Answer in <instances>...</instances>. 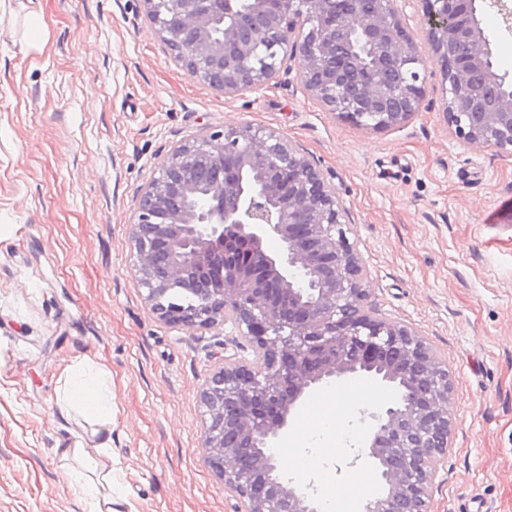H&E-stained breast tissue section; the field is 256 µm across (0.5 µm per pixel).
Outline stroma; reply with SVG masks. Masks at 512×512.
Wrapping results in <instances>:
<instances>
[{"label": "stroma", "mask_w": 512, "mask_h": 512, "mask_svg": "<svg viewBox=\"0 0 512 512\" xmlns=\"http://www.w3.org/2000/svg\"><path fill=\"white\" fill-rule=\"evenodd\" d=\"M46 33L29 40L27 14ZM409 122L382 130L326 111L296 62L227 96L191 76L142 0H0V512H84L59 451L91 427L61 412L80 361L112 377L118 512H240L201 445V391L225 359H253L232 324L171 326L133 270L138 191L202 129L279 132L324 172L349 216L368 301L448 363L452 444L429 512H512V156L466 145L429 62ZM369 376L323 386L290 416L276 455L334 410L323 466L355 504L382 490L353 463L357 411L395 399Z\"/></svg>", "instance_id": "1"}]
</instances>
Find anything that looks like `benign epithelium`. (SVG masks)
Segmentation results:
<instances>
[{
  "label": "benign epithelium",
  "mask_w": 512,
  "mask_h": 512,
  "mask_svg": "<svg viewBox=\"0 0 512 512\" xmlns=\"http://www.w3.org/2000/svg\"><path fill=\"white\" fill-rule=\"evenodd\" d=\"M161 40L195 78L226 95L276 78L297 61L305 90L338 117L374 129L420 111L421 71L440 64L443 114L469 146L512 153V83L498 72L481 15L512 30L507 0H418L422 34L397 0H143ZM481 82L492 105L474 96ZM333 186L278 132L226 126L175 146L137 195L134 270L166 324L231 321L253 361L226 362L201 393L202 447L245 512H321L281 480L272 448L292 412L321 385L371 375L400 400L362 411L363 450L386 492L362 512H428L426 490L447 454L453 384L415 329L367 305L364 268ZM280 242L270 254L267 240ZM176 287L190 305L168 300Z\"/></svg>",
  "instance_id": "1"
}]
</instances>
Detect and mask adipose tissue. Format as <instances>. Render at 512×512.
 <instances>
[{
	"label": "adipose tissue",
	"instance_id": "adipose-tissue-1",
	"mask_svg": "<svg viewBox=\"0 0 512 512\" xmlns=\"http://www.w3.org/2000/svg\"><path fill=\"white\" fill-rule=\"evenodd\" d=\"M58 403L63 411H77L97 427L102 434L94 448H85L83 444L61 451L64 460L63 478L69 483L81 486L87 512H115L112 506V470L103 464V457L111 456V438L104 428L112 421V390L102 370L94 369L87 362H79L65 369L58 388ZM318 436H311L306 447L294 449L283 460L288 473L308 469L315 476L322 494L345 507L349 497L336 493L326 480L319 457L314 456V448L320 447Z\"/></svg>",
	"mask_w": 512,
	"mask_h": 512
}]
</instances>
